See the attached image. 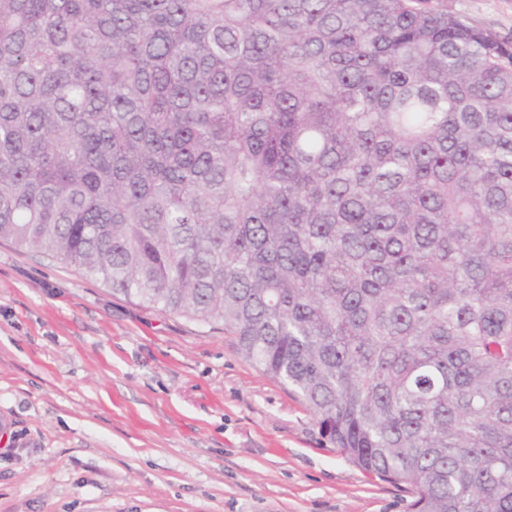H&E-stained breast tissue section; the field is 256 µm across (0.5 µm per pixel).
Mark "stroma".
Instances as JSON below:
<instances>
[{
    "label": "stroma",
    "mask_w": 512,
    "mask_h": 512,
    "mask_svg": "<svg viewBox=\"0 0 512 512\" xmlns=\"http://www.w3.org/2000/svg\"><path fill=\"white\" fill-rule=\"evenodd\" d=\"M512 38V0H444ZM0 512H408L222 327L0 241Z\"/></svg>",
    "instance_id": "1"
}]
</instances>
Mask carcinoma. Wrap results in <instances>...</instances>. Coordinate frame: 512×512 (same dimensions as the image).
I'll return each instance as SVG.
<instances>
[{
	"label": "carcinoma",
	"mask_w": 512,
	"mask_h": 512,
	"mask_svg": "<svg viewBox=\"0 0 512 512\" xmlns=\"http://www.w3.org/2000/svg\"><path fill=\"white\" fill-rule=\"evenodd\" d=\"M0 241L224 327L409 512H512V39L431 0H0Z\"/></svg>",
	"instance_id": "cac0c4a2"
}]
</instances>
